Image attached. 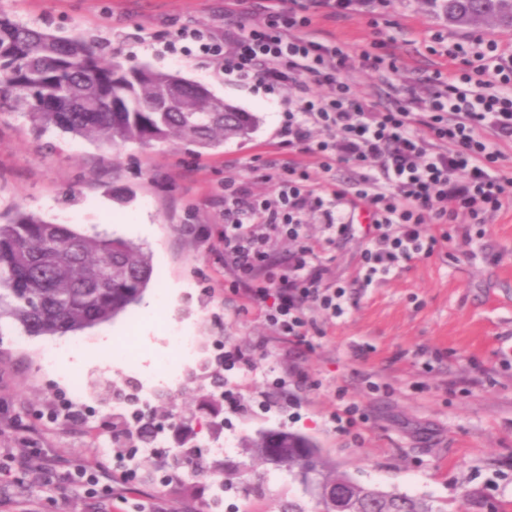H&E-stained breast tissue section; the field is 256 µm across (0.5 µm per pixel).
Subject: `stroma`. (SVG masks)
<instances>
[{
  "instance_id": "35a3bbf8",
  "label": "stroma",
  "mask_w": 512,
  "mask_h": 512,
  "mask_svg": "<svg viewBox=\"0 0 512 512\" xmlns=\"http://www.w3.org/2000/svg\"><path fill=\"white\" fill-rule=\"evenodd\" d=\"M238 9L236 0H0L1 13L58 35L83 34L125 64L180 73L257 119L249 140L216 150L176 142L111 150L59 133L39 137L22 116L0 115V213L32 210L81 233L132 240L152 255L150 292L183 289L172 309L149 314L138 304L109 322L115 352L65 376L53 369L49 347L89 351L100 328L28 336L0 323V448L10 449L14 468L0 483V512H103V493L67 479L44 483L47 453L65 470L128 475L126 500L112 512H142L155 501L170 512H211L219 483L222 512H277L292 497L317 512L287 468L243 455L246 439L269 430L308 435L340 470L381 490L445 502L482 487L512 500V207L484 225L471 247L443 244L377 286L352 289L347 314L317 317L324 335L311 349L274 336L258 310L242 309L230 292L218 241L225 180L272 194L263 178L270 159L326 179L281 143V95L224 78L212 57L172 51L179 29L223 34L225 14ZM385 17L383 34L403 64L405 88L447 69L446 58L427 50L434 32L469 35L424 0H388ZM320 27L353 58L375 37L364 14ZM139 212L151 235L130 228ZM148 323L159 335L189 337L192 362L175 352L163 360L176 370L175 384L149 389L140 378V331ZM234 345L250 366L220 365ZM364 373L388 391L369 392ZM277 377L285 389L271 387ZM137 397L170 405L147 444L125 435L140 425L125 411ZM345 400L368 416L348 432L330 418Z\"/></svg>"
}]
</instances>
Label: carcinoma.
Returning <instances> with one entry per match:
<instances>
[{
	"label": "carcinoma",
	"mask_w": 512,
	"mask_h": 512,
	"mask_svg": "<svg viewBox=\"0 0 512 512\" xmlns=\"http://www.w3.org/2000/svg\"><path fill=\"white\" fill-rule=\"evenodd\" d=\"M465 10L501 16L512 26L505 0H447ZM196 83L147 65L126 67L107 58L96 41L76 33L59 37L0 13V114L20 112L34 131L70 134L114 150L129 143L180 141L214 150L248 140L256 118ZM153 276L149 251L108 234L86 235L20 208L0 222V321L29 336L80 333L113 320L137 303ZM279 454L267 452L268 433L249 438L251 459L286 466L332 512L321 489L345 480L312 439L277 431ZM362 512H482L483 491L438 503L358 484Z\"/></svg>",
	"instance_id": "cac0c4a2"
}]
</instances>
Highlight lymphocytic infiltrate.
Here are the masks:
<instances>
[{
	"mask_svg": "<svg viewBox=\"0 0 512 512\" xmlns=\"http://www.w3.org/2000/svg\"><path fill=\"white\" fill-rule=\"evenodd\" d=\"M250 23L232 21L223 37L181 29L177 37L218 57L225 77L251 80L288 102L280 138L323 172L355 167L353 179L312 182L306 168L270 163L275 191L257 196L237 180L224 184V266L230 286L277 336L313 348L312 311L343 316L349 285L367 289L408 262L435 253L451 236L471 245L467 221L483 223L512 204L502 148L512 144V51L475 36L432 35L446 57L427 95L390 88L366 104L340 75L343 42L318 20L376 15L378 0H238ZM370 222L355 225V208ZM320 221L324 240L362 234L352 284L337 280L307 231Z\"/></svg>",
	"mask_w": 512,
	"mask_h": 512,
	"instance_id": "1",
	"label": "lymphocytic infiltrate"
}]
</instances>
